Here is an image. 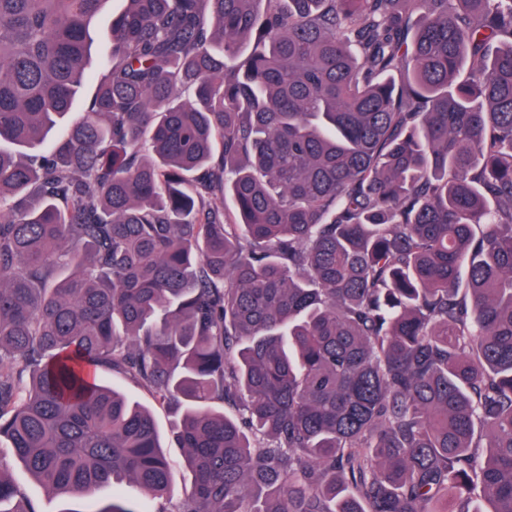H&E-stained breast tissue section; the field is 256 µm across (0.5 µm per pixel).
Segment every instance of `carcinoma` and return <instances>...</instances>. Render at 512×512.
Instances as JSON below:
<instances>
[{
	"label": "carcinoma",
	"instance_id": "carcinoma-1",
	"mask_svg": "<svg viewBox=\"0 0 512 512\" xmlns=\"http://www.w3.org/2000/svg\"><path fill=\"white\" fill-rule=\"evenodd\" d=\"M106 2L0 0V440L150 512H512V0H127L63 125ZM99 376L105 384L118 386L129 399L148 407L152 411L161 435L162 443L167 447L165 448L167 457L169 458L174 473V501L180 498L185 487H189L190 476L186 469L183 451L181 448L175 447L172 438V414H170L166 408L156 404L147 392L137 387L122 375L102 369L99 371Z\"/></svg>",
	"mask_w": 512,
	"mask_h": 512
}]
</instances>
